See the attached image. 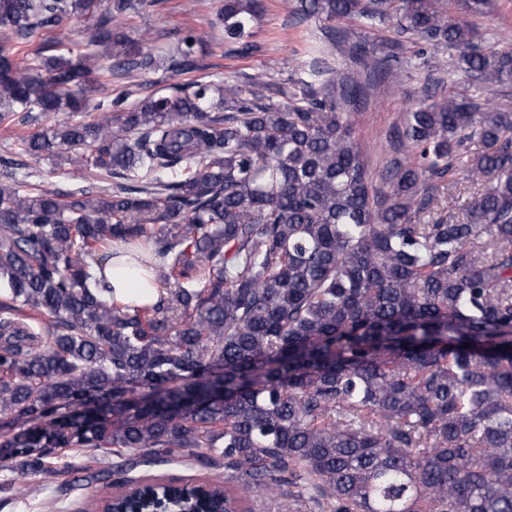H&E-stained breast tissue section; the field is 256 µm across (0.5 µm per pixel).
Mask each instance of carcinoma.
<instances>
[{
	"instance_id": "carcinoma-1",
	"label": "carcinoma",
	"mask_w": 512,
	"mask_h": 512,
	"mask_svg": "<svg viewBox=\"0 0 512 512\" xmlns=\"http://www.w3.org/2000/svg\"><path fill=\"white\" fill-rule=\"evenodd\" d=\"M153 0H110L86 50L29 46L95 0H0V123L72 120L23 141L0 180V468L70 486L180 464L222 470L172 512H252L255 492L330 512H512V111L458 91L415 100L373 172L343 105L360 78L315 61L261 99L230 79L132 101L112 77L195 68L185 32L157 61L121 32ZM295 0L368 66L349 21L458 52L480 84H512V47L474 18L487 0ZM262 0L215 23L258 50ZM471 167L490 184L448 221L441 189ZM67 154L112 188L67 193L36 174ZM481 239L484 251L470 247ZM167 293L119 303L101 275L118 244ZM469 347H464V344Z\"/></svg>"
}]
</instances>
